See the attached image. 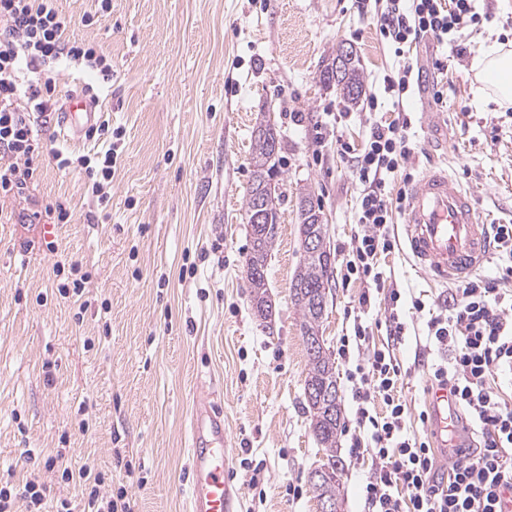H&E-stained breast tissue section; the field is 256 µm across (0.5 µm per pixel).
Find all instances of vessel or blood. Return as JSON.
<instances>
[{
  "label": "vessel or blood",
  "mask_w": 512,
  "mask_h": 512,
  "mask_svg": "<svg viewBox=\"0 0 512 512\" xmlns=\"http://www.w3.org/2000/svg\"><path fill=\"white\" fill-rule=\"evenodd\" d=\"M98 114L92 99L72 94L56 124L63 136L84 134ZM403 245L413 265L432 282H459L479 273L491 257L492 244L473 193L447 169L436 166L413 183L401 224ZM430 435L447 448L448 432L457 426L447 388L430 390ZM192 469L189 512H233L224 477V408L213 394L196 400L187 427Z\"/></svg>",
  "instance_id": "b4317fda"
}]
</instances>
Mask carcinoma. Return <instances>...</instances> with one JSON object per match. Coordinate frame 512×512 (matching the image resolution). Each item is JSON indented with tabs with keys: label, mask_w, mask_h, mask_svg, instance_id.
<instances>
[{
	"label": "carcinoma",
	"mask_w": 512,
	"mask_h": 512,
	"mask_svg": "<svg viewBox=\"0 0 512 512\" xmlns=\"http://www.w3.org/2000/svg\"><path fill=\"white\" fill-rule=\"evenodd\" d=\"M320 81L325 85H335L336 93L345 102L355 105L363 95V81L360 61L357 54L331 58L320 72ZM273 130L254 129L252 131V171L251 181L245 198V220H250L255 185L257 179L275 167H280V159H271L268 151V137ZM299 237L308 238L317 232L315 217L318 210L312 205L310 197L304 196L299 202ZM279 215H274L270 228L262 224L250 225L252 246L246 267H266L269 253L273 250L278 236ZM329 256L321 252L306 254L303 262L291 281V292L298 307L301 321L300 332L304 344L321 337L324 314L319 308L321 286L328 274ZM251 301L256 310L270 309L267 299V284L249 285ZM309 369L305 378V388L309 396L305 397L310 416V427L318 443L324 448L326 461L323 466L336 473V478L318 479L311 483V488L318 501L337 499L340 477L344 466L338 459L336 438L341 427L342 410L338 394L336 366L331 357L318 351L306 349Z\"/></svg>",
	"instance_id": "carcinoma-1"
}]
</instances>
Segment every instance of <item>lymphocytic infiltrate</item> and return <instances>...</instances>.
Instances as JSON below:
<instances>
[{
  "label": "lymphocytic infiltrate",
  "instance_id": "obj_1",
  "mask_svg": "<svg viewBox=\"0 0 512 512\" xmlns=\"http://www.w3.org/2000/svg\"><path fill=\"white\" fill-rule=\"evenodd\" d=\"M475 0H357L360 14H372L381 36L400 47L430 38L444 43L477 18ZM69 21L55 0H0V200L25 198L37 176L32 161L42 148L39 120L58 111L55 95L61 62L82 67L102 82L112 80V63L92 44L71 38ZM422 71L419 61L406 60L384 91L398 108L396 120L372 123L359 152L351 156L352 172L361 186L357 207L360 227L345 259L344 281L365 284L360 305L371 303L383 273L382 254L396 246L393 207L407 195L390 197L389 180L414 151L408 131L411 117L403 112ZM500 264L496 275L477 276L451 288L437 312L416 339V357L431 360L432 385L453 396L469 446H451L456 454L448 474L436 480L438 457L429 438L410 434V417L396 388L402 366L393 348L405 342L409 326L398 311L402 293L392 289L385 320L392 348H378L359 358L349 373L356 419L367 432L363 453L376 460L361 486L364 512H504V493L512 491V404L494 391L497 372L512 375V292L501 281L512 278V224L491 227ZM382 401L383 412L372 409ZM46 469L82 489V512H133L126 489L101 497V474L75 468L62 454L44 457Z\"/></svg>",
  "mask_w": 512,
  "mask_h": 512
}]
</instances>
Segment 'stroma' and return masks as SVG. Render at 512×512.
<instances>
[{
    "instance_id": "1",
    "label": "stroma",
    "mask_w": 512,
    "mask_h": 512,
    "mask_svg": "<svg viewBox=\"0 0 512 512\" xmlns=\"http://www.w3.org/2000/svg\"><path fill=\"white\" fill-rule=\"evenodd\" d=\"M71 36L112 60L98 91L102 123L120 129L107 207L88 194L83 170L52 157L99 151L47 126L38 177L42 204L62 205L68 223H0V472L36 479L46 508L78 503L80 491L46 469L62 453L73 467L103 473L110 496L126 488L134 512H187L185 428L200 390L224 405L226 473L237 512H319L309 473L323 457L304 410L308 357L290 284L303 260L298 204L309 195L328 226L333 260L322 336L334 356L342 407L337 453L344 463L338 512H363L360 485L371 457L351 452L362 435L350 364L340 339L347 310L364 290L343 283L345 255L359 227L361 187L337 143L361 148L373 120L396 119L351 105L319 74L338 45L361 62L365 94L380 95L397 59L355 0H112L92 25L97 0H57ZM478 24L455 42H421L411 58L448 59V97L415 92L407 163L413 176L439 163L474 193L490 224H512V107L477 102L470 64L492 41L512 42V0H478ZM280 132L279 238L267 263L271 322L256 316L246 273L250 228L244 198L251 135L260 120ZM383 282L362 308L369 348L387 342L388 293L412 289L426 304L446 295L404 250L381 260ZM84 281L81 299L60 296L56 267ZM399 384L421 429L429 370L415 344L397 346ZM36 460H28V452ZM261 471H253V464Z\"/></svg>"
}]
</instances>
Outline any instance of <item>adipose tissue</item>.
<instances>
[{"label":"adipose tissue","mask_w":512,"mask_h":512,"mask_svg":"<svg viewBox=\"0 0 512 512\" xmlns=\"http://www.w3.org/2000/svg\"><path fill=\"white\" fill-rule=\"evenodd\" d=\"M478 96H486L499 106H512V50L491 44L471 62Z\"/></svg>","instance_id":"adipose-tissue-1"}]
</instances>
